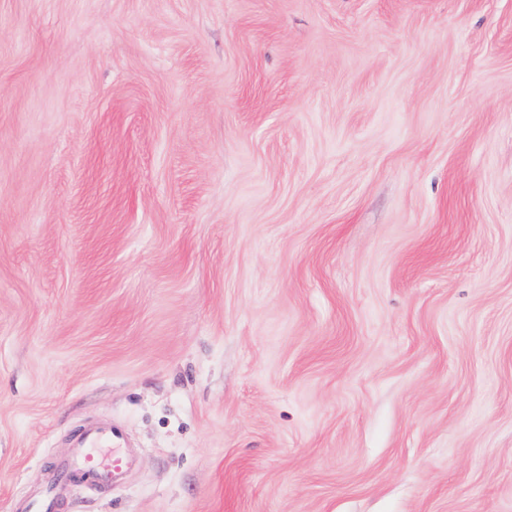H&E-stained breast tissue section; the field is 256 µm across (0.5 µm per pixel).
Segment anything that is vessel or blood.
Returning <instances> with one entry per match:
<instances>
[{
    "label": "vessel or blood",
    "instance_id": "obj_1",
    "mask_svg": "<svg viewBox=\"0 0 512 512\" xmlns=\"http://www.w3.org/2000/svg\"><path fill=\"white\" fill-rule=\"evenodd\" d=\"M119 440V435L109 429L86 432L67 464L68 471L97 489H111L115 479L133 465L131 458L118 449Z\"/></svg>",
    "mask_w": 512,
    "mask_h": 512
}]
</instances>
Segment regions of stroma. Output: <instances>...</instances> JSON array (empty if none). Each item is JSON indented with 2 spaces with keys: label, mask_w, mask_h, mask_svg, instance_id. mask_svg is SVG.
I'll return each mask as SVG.
<instances>
[{
  "label": "stroma",
  "mask_w": 512,
  "mask_h": 512,
  "mask_svg": "<svg viewBox=\"0 0 512 512\" xmlns=\"http://www.w3.org/2000/svg\"><path fill=\"white\" fill-rule=\"evenodd\" d=\"M512 512V0H0V512ZM120 440L112 429H97L83 434L79 445L67 464L71 474L80 476L86 484L100 489H112V483L129 470L133 461L120 448H114ZM108 449L107 454H101Z\"/></svg>",
  "instance_id": "obj_1"
}]
</instances>
